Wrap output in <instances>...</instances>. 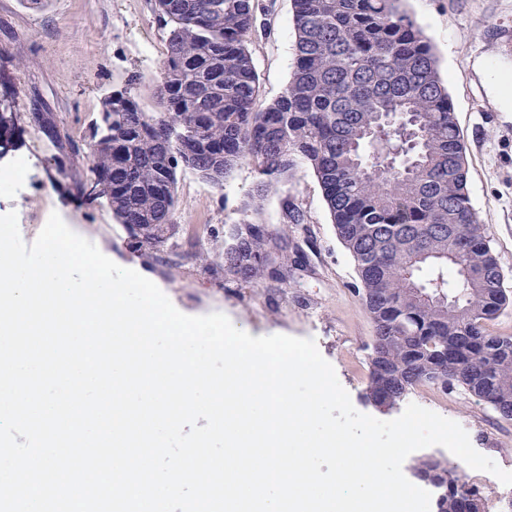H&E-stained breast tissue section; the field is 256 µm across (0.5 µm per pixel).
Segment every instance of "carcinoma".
<instances>
[{
  "instance_id": "obj_1",
  "label": "carcinoma",
  "mask_w": 512,
  "mask_h": 512,
  "mask_svg": "<svg viewBox=\"0 0 512 512\" xmlns=\"http://www.w3.org/2000/svg\"><path fill=\"white\" fill-rule=\"evenodd\" d=\"M167 34L147 112L114 91L112 129L92 123L85 158L137 250L177 246L178 173L216 188L242 163L259 180V215L300 167L317 178L336 238L352 258L355 288L373 328L365 403L392 411L419 387L461 388L512 421V336L491 322L512 291L468 191L466 145L433 45L406 0H292L293 63L282 92L255 108L259 76L248 42L260 0H152ZM276 227L224 226V281L288 283L305 270L288 252L304 215ZM435 361L429 379L415 362ZM418 477H446L437 512H461L478 492L458 467L418 461Z\"/></svg>"
}]
</instances>
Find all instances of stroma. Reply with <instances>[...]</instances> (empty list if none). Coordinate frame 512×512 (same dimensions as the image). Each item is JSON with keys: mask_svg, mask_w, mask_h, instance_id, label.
I'll return each mask as SVG.
<instances>
[{"mask_svg": "<svg viewBox=\"0 0 512 512\" xmlns=\"http://www.w3.org/2000/svg\"><path fill=\"white\" fill-rule=\"evenodd\" d=\"M266 27L248 47L260 77L257 107L277 97L291 72V0H263ZM439 58L463 134L469 163L471 203L488 226L512 288V0H407ZM166 55V33L152 0H0V100L13 123L0 145V173L21 167L22 181L0 189V215L16 211L25 243H33L51 212L94 243L115 263L153 281L182 313L220 312L252 336L283 334L315 339L335 369L353 406L367 381V345L373 325L354 295V263L336 238L315 176L300 169L268 196L260 216L283 225L289 208L305 215V233L292 238L308 271L300 282L267 280L238 288L224 282L219 267L204 268L194 255L201 247L223 248L224 227L245 219L244 206L258 180L249 164L238 166L223 188L191 171L178 175L176 251L142 254L104 200L81 198L75 187L91 178L73 145L90 137L102 98L128 90L148 112ZM42 113L61 137L49 142L34 113ZM410 402L458 422L473 447L512 471V422L475 398L454 391L419 389Z\"/></svg>", "mask_w": 512, "mask_h": 512, "instance_id": "35a3bbf8", "label": "stroma"}]
</instances>
